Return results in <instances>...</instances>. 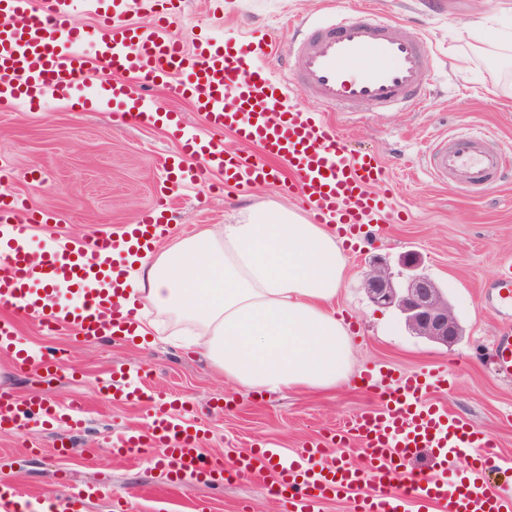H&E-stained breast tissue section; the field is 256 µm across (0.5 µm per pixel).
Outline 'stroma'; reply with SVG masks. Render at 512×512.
<instances>
[{
  "label": "stroma",
  "mask_w": 512,
  "mask_h": 512,
  "mask_svg": "<svg viewBox=\"0 0 512 512\" xmlns=\"http://www.w3.org/2000/svg\"><path fill=\"white\" fill-rule=\"evenodd\" d=\"M212 13L207 0H187L168 32L191 42L199 29L218 39L239 37L262 26L280 51L291 45L297 19L322 20L335 10L368 5L418 26L434 54L430 97L418 108L391 112H335L331 118L352 150L373 152L392 173L393 205L406 221L388 223L359 253L346 256L347 276L336 301L353 343L354 374L367 367L429 372L447 370L450 384L437 400L464 420L479 425L496 444L495 455L512 457V380L492 368L493 346L512 332V312L499 308L493 283L512 260V174L483 195L461 183H441L424 165L426 152L459 132L493 131L512 147V63L493 52L460 64L466 47L449 36L451 25L484 21L477 36L512 33V11L501 0H223ZM0 157L9 165L10 189L27 205L53 216L54 229L34 228L29 239L44 249L51 232L90 240L134 223L159 195L173 199L168 237L181 240L218 224L239 220L246 209L274 202L292 207L278 185L228 189L211 175L205 187L186 192L172 186L166 165L182 161L180 143L165 126L114 119L93 107L76 111L60 101L0 111ZM407 252L421 258L419 270L447 294L463 329L444 346L411 333L395 308L373 304L364 273L382 261L391 273ZM20 337L38 354L66 348L75 374L45 361L19 367L0 354V386L18 398H83L86 421L80 430L49 421L22 433L0 431V477L15 478L22 500L68 499L78 488L98 486L80 512H276L267 482L247 478L172 484L168 471L148 456L115 458L112 432L146 428L155 404L175 396L185 401L189 421L204 429L207 452L225 456L247 449L255 439L297 453L317 435L372 401L356 382L327 392L305 390L263 395L225 383L197 353L175 342H87L60 329L0 308ZM144 372L152 399L117 404L103 398L100 377L114 369Z\"/></svg>",
  "instance_id": "1"
}]
</instances>
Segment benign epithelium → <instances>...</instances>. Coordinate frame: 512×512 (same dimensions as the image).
I'll use <instances>...</instances> for the list:
<instances>
[{
    "instance_id": "7a95c632",
    "label": "benign epithelium",
    "mask_w": 512,
    "mask_h": 512,
    "mask_svg": "<svg viewBox=\"0 0 512 512\" xmlns=\"http://www.w3.org/2000/svg\"><path fill=\"white\" fill-rule=\"evenodd\" d=\"M417 254L408 252L401 257L408 271L402 282L375 263L365 272V282L371 301L381 307H397L405 315V323L418 336L434 343L452 344L462 333L448 297L434 281L416 272Z\"/></svg>"
}]
</instances>
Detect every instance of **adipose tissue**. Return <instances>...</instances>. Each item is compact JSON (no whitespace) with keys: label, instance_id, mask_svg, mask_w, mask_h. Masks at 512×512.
Masks as SVG:
<instances>
[{"label":"adipose tissue","instance_id":"obj_1","mask_svg":"<svg viewBox=\"0 0 512 512\" xmlns=\"http://www.w3.org/2000/svg\"><path fill=\"white\" fill-rule=\"evenodd\" d=\"M346 262L335 234L273 204L140 259L132 295L170 321L234 386L284 393L349 381L352 343L335 303Z\"/></svg>","mask_w":512,"mask_h":512}]
</instances>
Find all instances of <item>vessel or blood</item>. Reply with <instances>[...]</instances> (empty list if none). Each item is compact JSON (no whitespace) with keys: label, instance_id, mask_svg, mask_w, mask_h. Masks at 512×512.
Wrapping results in <instances>:
<instances>
[{"label":"vessel or blood","instance_id":"vessel-or-blood-1","mask_svg":"<svg viewBox=\"0 0 512 512\" xmlns=\"http://www.w3.org/2000/svg\"><path fill=\"white\" fill-rule=\"evenodd\" d=\"M79 3L96 13L93 27L73 23ZM143 8L149 22L128 21V14ZM182 8L183 0H0L6 18L0 24V107L75 97L83 105L97 100L122 109L137 89L173 84L210 130L186 137L182 150L194 163L171 164L173 183L199 185L216 171L238 184L279 183L306 205L312 223L335 225L348 248L359 246L367 229L392 213L384 189L390 175L376 155L351 152L329 115L418 106L433 75L424 32L395 31L371 9L304 21L292 48L298 63L276 79L256 65L276 53L263 29L240 41L202 33L189 48L168 34ZM95 64L103 75L94 86L81 88L80 76ZM310 99L320 111L307 107ZM136 112L173 133L183 130L178 113L155 111L144 101ZM226 132L257 145L261 155L252 160L232 155L224 147ZM275 159L284 161V168H273ZM426 163L440 181L459 180L487 191L499 184L512 160L480 132L441 140ZM166 210L164 200H157L118 234H99L86 243L61 240L33 260L21 244L37 218L20 217L8 185H1L0 237L10 246L0 250V306L86 340H134L136 313L125 294L129 268L123 257L151 251ZM61 287L76 295V304H53L52 294ZM16 341L13 326L1 324L0 351L26 365L29 356ZM494 363L498 374L512 377V336L497 342ZM360 382L373 391L376 403L344 420L329 463L324 460L329 442L322 436L294 455L268 446L228 460L206 455L198 429L166 401L147 429L116 433L112 450L129 457L154 447V461L183 486L227 473L272 477L284 494L282 512H320L324 501L338 498L349 499L353 512H512V461L492 455L485 431L431 400L447 388V374L367 372ZM98 387L104 397L123 404L142 394L137 376L116 369ZM85 413L78 398L19 399L0 390V429L21 431L48 420L78 429ZM352 447L360 448V460H351ZM423 448L430 451V471L417 474L409 462ZM460 457L467 458V467L448 478L449 462Z\"/></svg>","mask_w":512,"mask_h":512}]
</instances>
